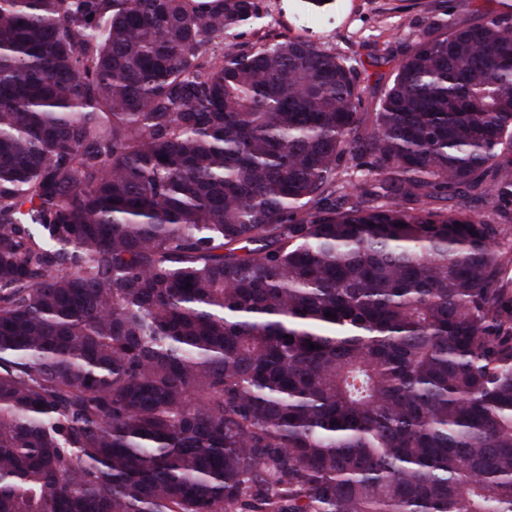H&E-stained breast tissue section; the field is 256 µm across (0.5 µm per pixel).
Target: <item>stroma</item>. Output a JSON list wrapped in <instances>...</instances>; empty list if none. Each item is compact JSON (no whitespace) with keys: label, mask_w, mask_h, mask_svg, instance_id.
<instances>
[{"label":"stroma","mask_w":512,"mask_h":512,"mask_svg":"<svg viewBox=\"0 0 512 512\" xmlns=\"http://www.w3.org/2000/svg\"><path fill=\"white\" fill-rule=\"evenodd\" d=\"M262 6V20L240 29L239 41L297 37L341 55L382 56L377 71L387 82L403 45L429 22L477 25L512 13V0H263Z\"/></svg>","instance_id":"35a3bbf8"}]
</instances>
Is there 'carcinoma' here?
Instances as JSON below:
<instances>
[{
  "label": "carcinoma",
  "mask_w": 512,
  "mask_h": 512,
  "mask_svg": "<svg viewBox=\"0 0 512 512\" xmlns=\"http://www.w3.org/2000/svg\"><path fill=\"white\" fill-rule=\"evenodd\" d=\"M260 19L0 0V512H512V13ZM263 19L232 36L217 37L208 55L220 58L229 42H254L259 38H300L322 49L367 59L368 54L388 58L373 70L382 74L381 85L390 82L399 52L439 20L448 25L464 21L481 24L494 13L511 12L512 0H262ZM372 77L363 94L364 112H373L381 85Z\"/></svg>",
  "instance_id": "carcinoma-1"
}]
</instances>
